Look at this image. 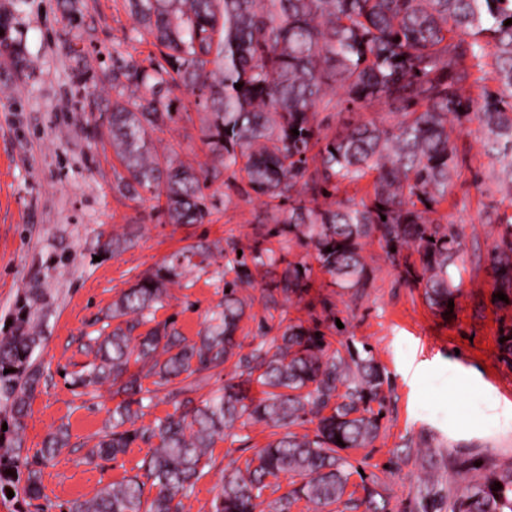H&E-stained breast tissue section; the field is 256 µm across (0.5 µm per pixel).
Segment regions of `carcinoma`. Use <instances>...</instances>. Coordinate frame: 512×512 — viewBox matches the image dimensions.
I'll use <instances>...</instances> for the list:
<instances>
[{
    "instance_id": "obj_1",
    "label": "carcinoma",
    "mask_w": 512,
    "mask_h": 512,
    "mask_svg": "<svg viewBox=\"0 0 512 512\" xmlns=\"http://www.w3.org/2000/svg\"><path fill=\"white\" fill-rule=\"evenodd\" d=\"M136 36L160 48L144 66L112 53L108 78L115 97L100 115L124 171L115 173L123 195L164 199L170 224H200L208 214L210 179L264 205L266 221L288 244L313 250L320 272L353 298L368 288L371 269L363 251L378 241L389 262L403 268L404 282L423 288L432 309L448 313L460 294L454 268L464 228L444 224L437 206L460 163L458 138L472 122L491 158L479 183L484 192L512 199V0H127ZM492 58L491 71L483 60ZM480 79L477 98L467 88ZM242 85L236 89L235 85ZM181 87L205 113L201 140L210 163L195 167L158 152L153 133L175 121L167 93ZM345 103L386 104L393 119H366L330 132L320 111ZM298 130L295 135L292 130ZM376 176L372 192L355 202L339 199L344 183ZM386 219H381V216ZM497 237L488 253L495 293L512 305V215L489 219ZM131 233L100 244L110 255L128 248ZM231 241L224 249V302L190 339L169 320L155 322L168 289L185 273L210 265L211 245L199 241L139 277L83 333L86 357L74 384L91 394L102 386L120 401L82 460L116 457L136 441L151 444L136 473L101 488L92 498L69 502L66 512H183L198 481L213 467L212 450L236 425L286 428L316 423L314 434L286 432L257 450L245 468L224 471L210 512H290L305 500L314 512L342 501L356 469L350 451L368 448L380 435L389 378L372 349H330L322 322L289 321L241 353L237 336L249 304L241 291L256 273L270 276L275 293L289 301L315 285L313 265L289 259L284 249L256 242L249 253ZM45 288H31L9 330L0 334V496L42 497L45 468L70 446L60 425L29 453L20 431L44 370L33 359L45 337ZM154 326L136 336L149 323ZM232 363V376L206 399L192 394L207 372ZM10 373H4V370ZM156 387L170 388L174 411L147 425L137 421L152 408ZM261 397L251 395L252 384ZM302 478L298 487L263 504L267 478ZM418 512H512V468L480 480L444 486L426 477ZM501 489L495 491V484ZM354 508L388 512L377 482L363 483Z\"/></svg>"
}]
</instances>
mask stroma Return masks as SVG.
I'll return each mask as SVG.
<instances>
[{"label":"stroma","mask_w":512,"mask_h":512,"mask_svg":"<svg viewBox=\"0 0 512 512\" xmlns=\"http://www.w3.org/2000/svg\"><path fill=\"white\" fill-rule=\"evenodd\" d=\"M15 18L14 36L32 65L16 69L0 55V329H5L29 288L49 289L55 303L44 319L46 340L35 357L47 382L31 402L22 432L25 447H41L58 425L70 426L71 445L43 474L53 504L88 499L105 485L132 474L148 450L134 444L117 460L83 463L84 442L93 441L115 402L108 388L97 398L78 396L70 372L84 361L72 341L91 330L121 291L153 272L171 253L205 241L216 250L207 271H196L185 286H171L155 313L195 337L224 297L219 279L223 246L234 240L246 249L255 242L277 246L258 200L240 196L223 179L209 192L215 206L200 224L166 223L150 195L131 199L113 188L121 164L98 116L81 111L92 97H112L103 79L113 52L143 60L157 47L132 38L136 25L125 0H86L81 16L64 11L61 0H0V11ZM89 71L78 86L81 71ZM178 117L154 133L159 151H174L193 163L208 160L201 141V113L190 96L172 88ZM465 156L447 201L438 207L443 221L463 225L465 237L455 278L461 295L448 315L431 310L419 288L407 287L379 243L365 250L372 280L358 299L335 288H315L302 301L269 305L263 282L247 294L252 306L240 324L244 351L260 341V326L278 327L282 318L305 324L323 318L330 302L344 320L343 341L369 345L390 377L391 387L379 438L352 451L358 468L349 488L374 480L390 512H413L427 475L457 472L476 479L512 467V426L490 412L492 402L512 403V363L499 357L501 334L512 328V306L499 307L483 255L491 250L485 214H512V202L482 194L476 180L490 162L477 129L459 140ZM141 231L127 250L100 256L98 243L128 225ZM271 438L262 425L238 429L213 450L214 465L185 501V512H209L224 469L244 466ZM416 450L405 453L406 443Z\"/></svg>","instance_id":"obj_1"}]
</instances>
